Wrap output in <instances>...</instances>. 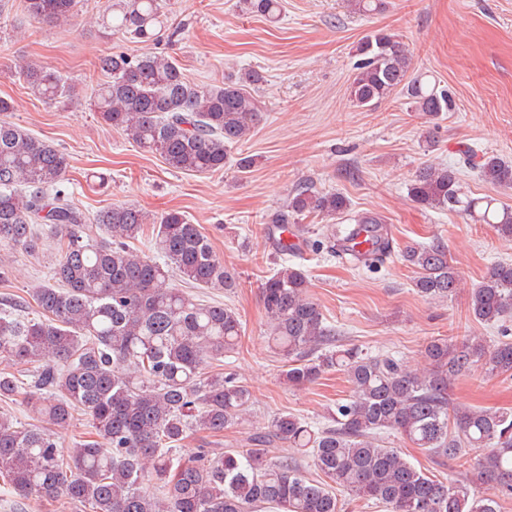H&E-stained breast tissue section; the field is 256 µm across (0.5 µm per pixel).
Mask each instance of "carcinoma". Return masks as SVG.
Returning a JSON list of instances; mask_svg holds the SVG:
<instances>
[{"mask_svg": "<svg viewBox=\"0 0 512 512\" xmlns=\"http://www.w3.org/2000/svg\"><path fill=\"white\" fill-rule=\"evenodd\" d=\"M79 4L20 0L19 7L32 22L61 26L72 24ZM241 7L271 21L281 12L280 0H242ZM162 16V0H107L102 21L147 43L157 39ZM356 56L350 86L355 106L401 93L430 123L452 110L448 90L412 76L396 35L366 36ZM96 67L107 76L91 100L100 119L178 172L223 170L230 149L260 121L249 91L263 81L257 70L201 87L174 59L150 51L102 54ZM16 72L44 101L78 96L75 84L42 63L22 62ZM461 155L486 182L512 186V162L494 154L476 162L468 148ZM69 168L68 156L51 143L0 122V248L35 247L38 224L56 241L54 283L29 292L39 314L0 308V357L36 365L28 384L0 371V400L23 396L34 420L24 426L0 413V483L15 495L47 503L64 498L88 512H341L338 491L388 512H498V499L512 496V410L455 406L449 394L458 376L475 369L511 377L512 341L434 338L424 346V367L410 370L393 355H369L341 343L309 295L306 271L295 264L273 270L262 283L267 341L288 361V385L313 383L335 369L347 378L350 395L336 401L322 425L281 413L256 428L255 448H200L175 456L190 431L220 434L239 424L251 392L231 375L208 371L238 345L239 314L226 304L201 303L169 281L177 275L193 288L228 290L236 286L234 274L178 211L156 220L129 204L88 216L70 200ZM409 196L425 208L487 224L512 241V206L464 191L453 167L419 168ZM346 210L344 196L304 185L264 231L278 254H296L302 243L288 242V234L302 236L299 220L333 219ZM88 224L105 227L110 239L89 242ZM328 231L327 253L350 267L376 266L392 252L377 215L365 213ZM142 238L153 255L135 247ZM402 257L416 269L414 286L425 299L444 301L460 288L441 239L409 245ZM468 306L479 322L505 320L512 312V263L491 267L470 289ZM76 412L86 416L96 439L63 448L59 433ZM392 432L437 455L480 452L486 492L430 478L379 443L380 434ZM276 442L297 449L301 458L267 460L263 445ZM305 457L329 483L307 476Z\"/></svg>", "mask_w": 512, "mask_h": 512, "instance_id": "cac0c4a2", "label": "carcinoma"}]
</instances>
